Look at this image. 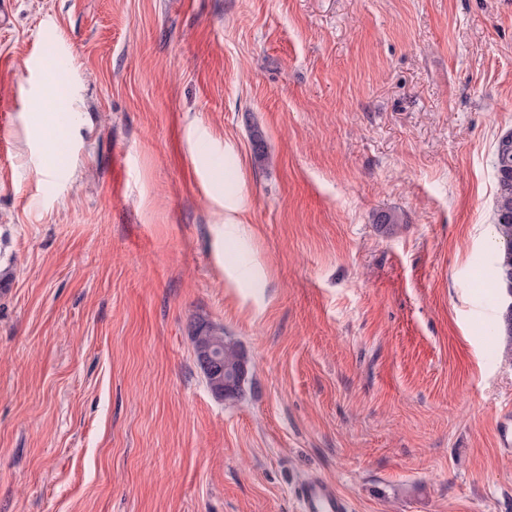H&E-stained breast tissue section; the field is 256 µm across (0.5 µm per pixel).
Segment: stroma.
I'll list each match as a JSON object with an SVG mask.
<instances>
[{
	"label": "stroma",
	"mask_w": 512,
	"mask_h": 512,
	"mask_svg": "<svg viewBox=\"0 0 512 512\" xmlns=\"http://www.w3.org/2000/svg\"><path fill=\"white\" fill-rule=\"evenodd\" d=\"M10 12L0 512H299L310 477L352 512H512V339L476 266L512 0ZM200 319L246 357L242 398L211 394Z\"/></svg>",
	"instance_id": "stroma-1"
}]
</instances>
